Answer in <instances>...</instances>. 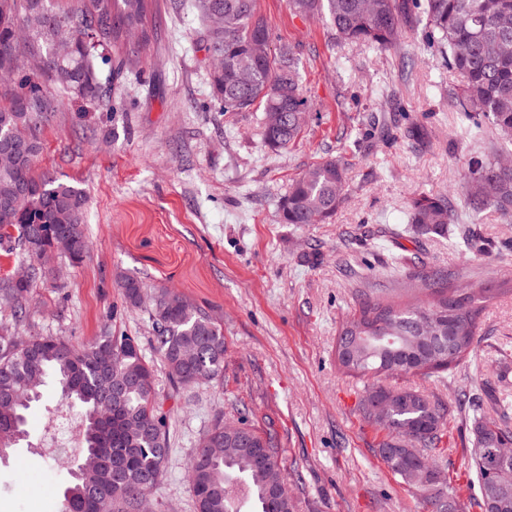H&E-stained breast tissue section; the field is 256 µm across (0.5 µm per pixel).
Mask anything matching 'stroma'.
Wrapping results in <instances>:
<instances>
[{
	"mask_svg": "<svg viewBox=\"0 0 512 512\" xmlns=\"http://www.w3.org/2000/svg\"><path fill=\"white\" fill-rule=\"evenodd\" d=\"M257 11L272 50L295 47L311 107L286 148L265 144L260 112L214 106L193 0H153L146 62L120 75L101 67L111 102L51 88L56 110L35 171L87 193L91 257L79 267L59 257L60 278L38 283L14 332L74 342L127 334L156 360L147 313L121 306L120 272L222 317L221 381L179 387L156 375L171 445L146 512H196L188 468L198 440L217 420L240 418L273 433L294 512H430L378 456L386 433L363 418L365 381L339 369L336 337L366 296L413 304L435 288L497 289L453 369L377 382L447 403L467 393L485 415L489 394L512 396V220L473 213L461 186L471 156L505 148L493 127L463 130L457 79L425 39L421 5L409 6L385 51L339 42L324 18L294 14L288 0H257ZM330 158L349 179L335 214L283 223L292 181ZM421 194L447 196L455 222L446 236L413 232L409 204ZM56 412L50 385L28 413V437L0 461V512H61L76 453L38 447L45 432L70 437ZM472 420L452 418L437 447L461 512H480Z\"/></svg>",
	"mask_w": 512,
	"mask_h": 512,
	"instance_id": "stroma-1",
	"label": "stroma"
}]
</instances>
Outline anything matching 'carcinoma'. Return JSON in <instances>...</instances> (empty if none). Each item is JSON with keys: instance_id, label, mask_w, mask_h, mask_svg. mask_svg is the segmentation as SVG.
<instances>
[{"instance_id": "carcinoma-1", "label": "carcinoma", "mask_w": 512, "mask_h": 512, "mask_svg": "<svg viewBox=\"0 0 512 512\" xmlns=\"http://www.w3.org/2000/svg\"><path fill=\"white\" fill-rule=\"evenodd\" d=\"M302 16L321 15L337 39L395 45L404 3L400 0H288ZM149 0H0V143L18 147L26 161H0V227L12 225L37 236L46 251L79 265L89 244L83 190L34 172L41 150L40 130L55 107L45 82L23 63L26 55L44 62L43 72L71 95L87 101L107 98L98 62L112 40L134 34L150 40ZM206 22L204 42L215 64L213 99L226 112L261 110L266 145L282 149L298 135V116L308 111L293 49L261 55L272 32L256 0H196ZM428 41L447 57L460 82L459 112L479 130L489 121L512 144V0H425ZM465 191L472 209L512 217V165L495 156L470 160ZM346 169L329 159L293 181L280 202L285 224H312L330 218L347 192ZM454 213L444 195L421 194L410 202L414 231L444 236ZM26 254L22 235L0 232V255ZM49 276L31 271L27 279L0 278V307L13 323L28 317L32 288ZM122 304H149L155 351L177 386L218 381L224 376L222 324L168 288H150L120 274L115 280ZM494 288L440 294L431 301L400 305L364 298L344 321L336 339V361L346 373L430 374L457 365L472 349L477 320ZM53 380L61 399L83 409L81 459L126 456L121 471L96 464L66 488L68 512H130L159 485L170 447V418L158 400L153 363L133 336H99L87 343L62 337L29 336L26 343L0 325V449L15 447L27 433L32 403L42 400ZM369 423L388 431L377 449L384 464L411 485L421 474L437 479L426 487L433 512H459L435 450L452 416L449 406L410 388L372 384L360 402ZM229 429L217 422L200 438L190 462L196 512H294L284 470L272 446L244 419ZM470 455L481 512H512V458L497 464L491 450L512 448V427L479 416L471 426Z\"/></svg>"}]
</instances>
